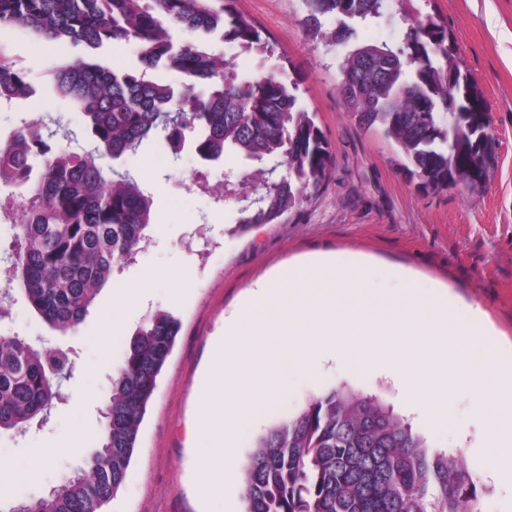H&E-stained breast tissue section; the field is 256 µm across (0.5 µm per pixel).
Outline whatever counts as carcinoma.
I'll return each mask as SVG.
<instances>
[{
	"instance_id": "cac0c4a2",
	"label": "carcinoma",
	"mask_w": 512,
	"mask_h": 512,
	"mask_svg": "<svg viewBox=\"0 0 512 512\" xmlns=\"http://www.w3.org/2000/svg\"><path fill=\"white\" fill-rule=\"evenodd\" d=\"M235 0H0V25L68 39L90 50L131 43L140 69L83 58L62 67L56 91L87 120L89 149L72 145L60 117L27 122L0 144V182L19 190L22 219L7 257L10 288L0 295L8 317L12 288L60 334L85 320L114 268L149 244L151 197L130 172L106 164L135 154L161 133L175 155L191 146L205 161L225 153L251 165L243 176L256 207L240 209L235 232L273 224L318 191L331 165L314 116L298 106L297 83L281 72L241 75L203 40L210 35L243 51L273 52ZM304 23L337 46L345 107L365 128H378L404 153L425 190L492 156L481 94L461 70L447 27L432 14H396L387 0H303ZM399 18L393 43L353 44L362 25ZM159 67L181 74L171 85L149 77ZM33 94L23 70L0 55V96ZM277 159L286 174L264 164ZM180 323L165 311L136 327L112 374L99 446L85 465L28 512H105L125 484L158 380ZM72 361L61 348H39L22 336H0V431L25 432L48 422L62 399ZM242 468L245 512H476L463 459L433 449L393 406L347 384L309 400L255 436Z\"/></svg>"
}]
</instances>
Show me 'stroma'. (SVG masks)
I'll list each match as a JSON object with an SVG mask.
<instances>
[{
    "mask_svg": "<svg viewBox=\"0 0 512 512\" xmlns=\"http://www.w3.org/2000/svg\"><path fill=\"white\" fill-rule=\"evenodd\" d=\"M422 12L447 27L462 71L474 79L489 116L494 152L484 189L425 190L406 170L402 151L374 128L357 124L338 90L342 48L306 32L302 0H237L236 7L270 40L274 55L246 52L212 35L218 53L242 74L277 68L297 82L300 107L330 147L332 164L322 187L276 224H258L239 234L233 227L238 202H218L214 190L225 169L240 167L235 155L203 165L193 151L157 164L162 138L118 167L129 170L153 199V239L134 263L114 269L107 287L75 333L48 330L14 293L11 316L0 334L36 345L73 350L67 402L49 423L26 433H0V462L22 472L38 466L41 477L19 483L14 500L29 501L81 467L99 444L101 411L110 399L111 375L121 364L130 335L104 337L112 319V290L140 285L141 299L129 307L131 324L156 310L179 318L175 349L163 371L139 433L134 464L107 512H241L242 480L224 484L221 498L198 490L193 421L201 378L216 336L251 288L288 265L321 260L400 269L425 285L445 286L460 305L480 309L496 340L512 342V0H415ZM0 48L23 69L32 98L0 107V129L12 130L42 116H63L82 146H90L80 113L53 88V74L84 55L83 46L46 43L29 32L0 27ZM395 402L397 391L383 377L356 372L345 362L320 363L316 376L294 375L266 418L265 427L287 419L309 399L340 384ZM482 382L456 386L448 394V425L418 423L428 443L461 453L475 483L480 512H512V479L489 478L481 411Z\"/></svg>",
    "mask_w": 512,
    "mask_h": 512,
    "instance_id": "35a3bbf8",
    "label": "stroma"
}]
</instances>
